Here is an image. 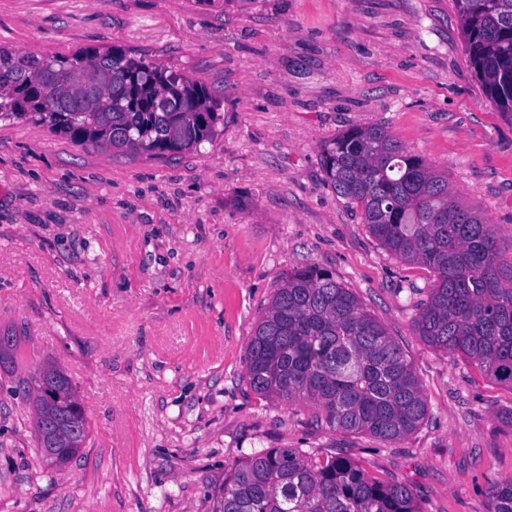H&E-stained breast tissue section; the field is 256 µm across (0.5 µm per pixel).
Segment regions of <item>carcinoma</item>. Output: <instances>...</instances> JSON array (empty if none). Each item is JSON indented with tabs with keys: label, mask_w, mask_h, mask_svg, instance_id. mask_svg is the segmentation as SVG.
<instances>
[{
	"label": "carcinoma",
	"mask_w": 512,
	"mask_h": 512,
	"mask_svg": "<svg viewBox=\"0 0 512 512\" xmlns=\"http://www.w3.org/2000/svg\"><path fill=\"white\" fill-rule=\"evenodd\" d=\"M467 55L493 106L512 116V0H455ZM218 104L200 82L152 67L127 51L22 54L0 45V120L46 124L82 144L146 153L210 139ZM328 184L360 208L372 236L399 259L435 273L414 330L430 347L464 357L512 386V261L485 217L452 198L448 178L378 125L349 129L321 147ZM256 393L310 402L332 432L384 440L414 433L427 416L423 388L404 351L358 298L317 266L288 273L246 351ZM28 395L36 438L64 463L85 447L89 423L67 377L52 396L43 375ZM81 421L84 433L55 427ZM489 512H512V478L488 488ZM221 512H418L411 487L384 481L339 455L267 448L224 479Z\"/></svg>",
	"instance_id": "1"
}]
</instances>
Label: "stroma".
<instances>
[{"instance_id":"35a3bbf8","label":"stroma","mask_w":512,"mask_h":512,"mask_svg":"<svg viewBox=\"0 0 512 512\" xmlns=\"http://www.w3.org/2000/svg\"><path fill=\"white\" fill-rule=\"evenodd\" d=\"M0 44L42 57L119 46L221 102L199 148L79 145L0 121V512H220L265 448L339 454L413 489L419 512H487L512 477V386L426 345L433 272L387 252L327 184L320 147L384 126L448 176L512 258V118L469 66L454 0H0ZM315 265L401 346L428 414L385 441L330 431L246 375L290 271ZM89 421L79 456L37 448L25 382L45 364Z\"/></svg>"}]
</instances>
